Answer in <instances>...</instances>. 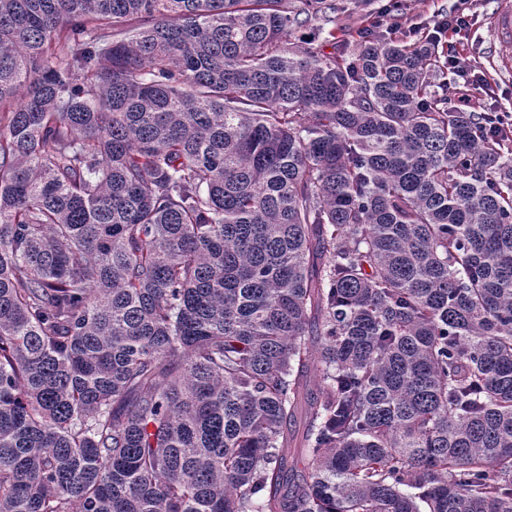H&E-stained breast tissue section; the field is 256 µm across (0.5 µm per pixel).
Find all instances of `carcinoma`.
<instances>
[{"label": "carcinoma", "instance_id": "cac0c4a2", "mask_svg": "<svg viewBox=\"0 0 512 512\" xmlns=\"http://www.w3.org/2000/svg\"><path fill=\"white\" fill-rule=\"evenodd\" d=\"M315 18L0 0V512H512V148Z\"/></svg>", "mask_w": 512, "mask_h": 512}]
</instances>
